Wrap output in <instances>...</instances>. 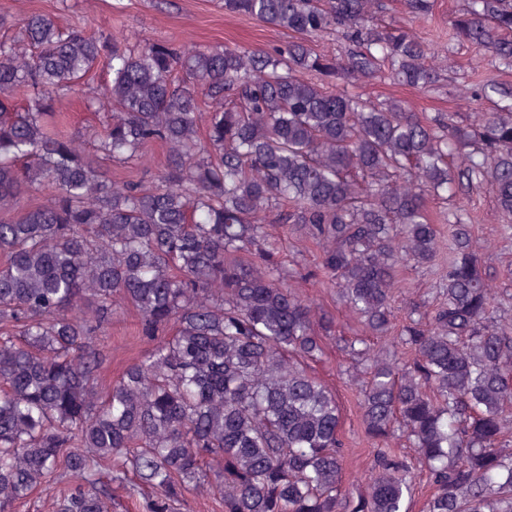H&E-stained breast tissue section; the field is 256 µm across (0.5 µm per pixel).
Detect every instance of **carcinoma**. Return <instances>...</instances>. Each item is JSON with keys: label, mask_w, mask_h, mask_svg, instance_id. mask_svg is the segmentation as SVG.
Instances as JSON below:
<instances>
[{"label": "carcinoma", "mask_w": 512, "mask_h": 512, "mask_svg": "<svg viewBox=\"0 0 512 512\" xmlns=\"http://www.w3.org/2000/svg\"><path fill=\"white\" fill-rule=\"evenodd\" d=\"M388 4L224 0L288 32L272 49L130 45L49 14L0 38V512H512V306L447 208L486 191L512 220V0L448 16V52L490 57L475 120L357 92L448 82ZM65 95L99 125L66 130ZM158 143L153 186L112 175ZM440 224L450 257L422 312L401 283L435 265ZM293 241L360 334L292 287ZM331 343L377 445L353 491L339 389L316 370ZM309 250H304L301 253L292 252L290 248L285 250L282 254V260L288 266V269L292 272H300L306 274L307 272H314L315 270V259L316 249L313 246H309Z\"/></svg>", "instance_id": "carcinoma-1"}]
</instances>
